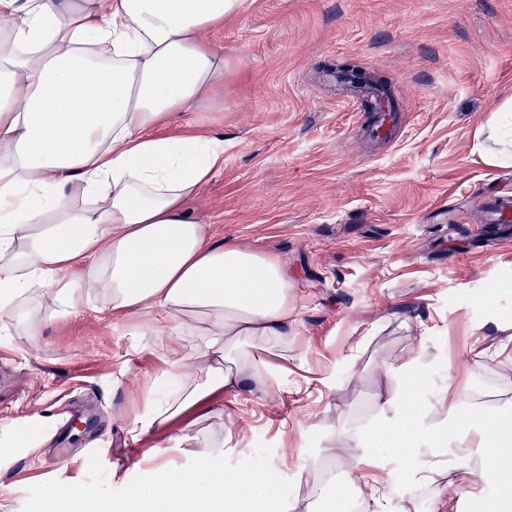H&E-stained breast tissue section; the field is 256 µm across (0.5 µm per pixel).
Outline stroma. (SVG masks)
Returning a JSON list of instances; mask_svg holds the SVG:
<instances>
[{"mask_svg": "<svg viewBox=\"0 0 512 512\" xmlns=\"http://www.w3.org/2000/svg\"><path fill=\"white\" fill-rule=\"evenodd\" d=\"M224 81L191 118L224 133V166L193 216L210 236L278 257L293 283L296 339L254 396H217L237 444L225 470L268 468L305 501L339 434L372 425L383 364L415 360L434 401L512 399V224L490 220L512 166L485 163L476 129L512 94V0H247L224 21ZM339 59L388 78L397 110L372 136L361 101L325 70ZM0 331V512H27L44 481L114 495L149 459L188 462L186 421L138 439L146 379L164 341L103 311Z\"/></svg>", "mask_w": 512, "mask_h": 512, "instance_id": "stroma-1", "label": "stroma"}]
</instances>
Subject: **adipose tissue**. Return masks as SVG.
I'll use <instances>...</instances> for the list:
<instances>
[{
  "mask_svg": "<svg viewBox=\"0 0 512 512\" xmlns=\"http://www.w3.org/2000/svg\"><path fill=\"white\" fill-rule=\"evenodd\" d=\"M244 2L0 0V320L36 329L39 290L73 314L99 289L165 341L167 368L131 437L188 412L201 426L191 464H157L119 499L43 483L30 512H402L375 472L381 446L407 461L450 447L449 463L408 471V491L442 506L453 468L461 496L494 480L491 512H512V406L480 408L451 384L427 403L411 360L383 366L377 423L345 434L338 478H317L306 505L285 503L266 468L218 464L233 435L211 397L268 389L297 322L280 260L215 240L192 215L224 166L223 136L174 128L222 83L215 34ZM479 133L488 164H512V97Z\"/></svg>",
  "mask_w": 512,
  "mask_h": 512,
  "instance_id": "adipose-tissue-1",
  "label": "adipose tissue"
}]
</instances>
